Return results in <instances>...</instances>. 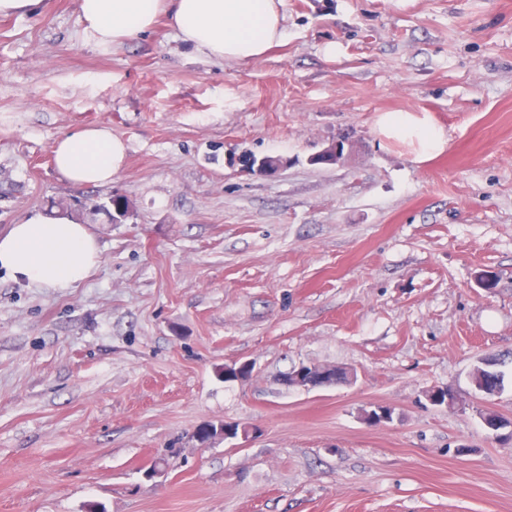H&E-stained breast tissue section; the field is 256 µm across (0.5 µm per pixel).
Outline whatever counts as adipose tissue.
I'll list each match as a JSON object with an SVG mask.
<instances>
[{
    "label": "adipose tissue",
    "mask_w": 512,
    "mask_h": 512,
    "mask_svg": "<svg viewBox=\"0 0 512 512\" xmlns=\"http://www.w3.org/2000/svg\"><path fill=\"white\" fill-rule=\"evenodd\" d=\"M79 18L102 46L149 31L167 13L181 39L209 58L247 63L279 44L286 33L285 0H78ZM377 134L413 147L417 158L443 152L448 140L427 114L384 112ZM56 170L71 185L105 186L121 169L123 140L105 125L59 137L52 148ZM100 262L88 226L65 216L35 217L0 238V268L15 280L46 288H70L87 279Z\"/></svg>",
    "instance_id": "obj_1"
}]
</instances>
